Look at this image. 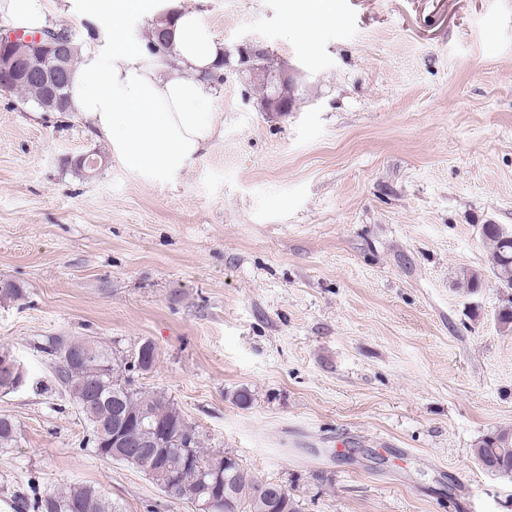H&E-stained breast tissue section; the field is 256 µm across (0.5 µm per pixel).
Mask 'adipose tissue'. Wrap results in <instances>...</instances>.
Segmentation results:
<instances>
[{
	"instance_id": "adipose-tissue-1",
	"label": "adipose tissue",
	"mask_w": 512,
	"mask_h": 512,
	"mask_svg": "<svg viewBox=\"0 0 512 512\" xmlns=\"http://www.w3.org/2000/svg\"><path fill=\"white\" fill-rule=\"evenodd\" d=\"M173 54L147 43L103 40L84 48L70 86L72 112L103 136L112 153L155 181L192 167L215 132L208 77L224 44L193 11L174 18Z\"/></svg>"
}]
</instances>
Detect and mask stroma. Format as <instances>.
<instances>
[{"label":"stroma","mask_w":512,"mask_h":512,"mask_svg":"<svg viewBox=\"0 0 512 512\" xmlns=\"http://www.w3.org/2000/svg\"><path fill=\"white\" fill-rule=\"evenodd\" d=\"M112 2L117 23L65 0L48 20L81 46L138 43L185 7L227 50L266 49L297 101L262 111V83L226 64L199 160L147 182L73 113L0 93V281L26 291L0 302V344L28 375L0 393V512L75 483L193 512L89 445L51 336L122 358L151 342L141 390L300 512H512V477L472 452L512 428V294L481 233L512 228V0ZM90 153L93 175L74 166ZM465 268L486 273L476 293Z\"/></svg>","instance_id":"1"}]
</instances>
